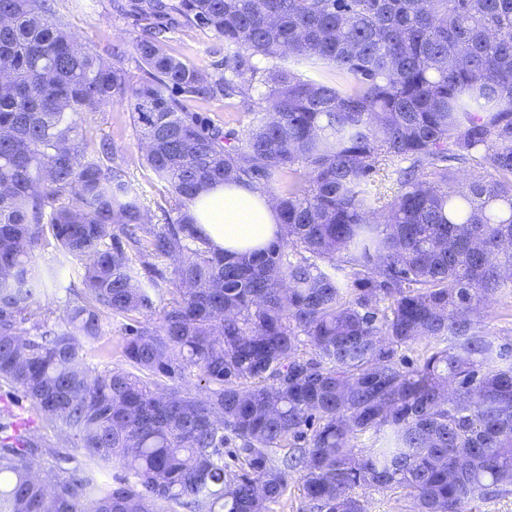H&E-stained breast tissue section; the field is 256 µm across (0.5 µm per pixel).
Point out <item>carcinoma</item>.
Returning a JSON list of instances; mask_svg holds the SVG:
<instances>
[{"label": "carcinoma", "instance_id": "1", "mask_svg": "<svg viewBox=\"0 0 512 512\" xmlns=\"http://www.w3.org/2000/svg\"><path fill=\"white\" fill-rule=\"evenodd\" d=\"M54 2L0 0V382L59 436L0 409V512H268L295 471L310 512H366L358 487L471 512L512 484V361L480 320L512 293V0H125L136 83ZM183 24L224 71L169 51ZM235 97L240 138L188 110ZM124 103L153 207L81 125ZM236 183L279 211L263 250L191 215ZM113 316L129 368L99 372Z\"/></svg>", "mask_w": 512, "mask_h": 512}]
</instances>
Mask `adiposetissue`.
I'll return each mask as SVG.
<instances>
[{
  "mask_svg": "<svg viewBox=\"0 0 512 512\" xmlns=\"http://www.w3.org/2000/svg\"><path fill=\"white\" fill-rule=\"evenodd\" d=\"M193 214L214 247L225 251L261 249L282 233L279 213L269 196L244 184L210 189Z\"/></svg>",
  "mask_w": 512,
  "mask_h": 512,
  "instance_id": "obj_1",
  "label": "adipose tissue"
}]
</instances>
